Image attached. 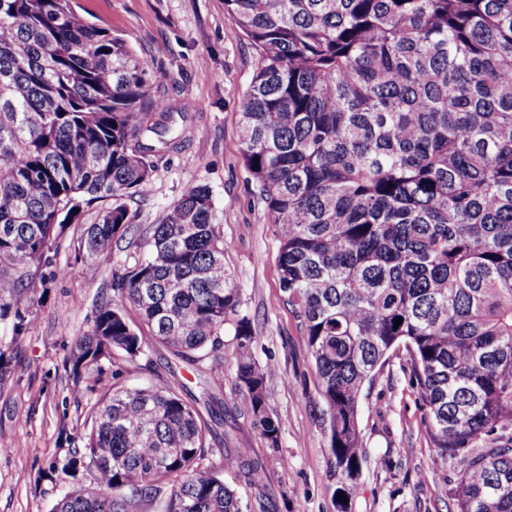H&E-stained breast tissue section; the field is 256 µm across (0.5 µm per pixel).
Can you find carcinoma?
I'll use <instances>...</instances> for the list:
<instances>
[{"label": "carcinoma", "instance_id": "cac0c4a2", "mask_svg": "<svg viewBox=\"0 0 512 512\" xmlns=\"http://www.w3.org/2000/svg\"><path fill=\"white\" fill-rule=\"evenodd\" d=\"M258 58L240 143L279 229L280 287L301 318L340 480L361 469L363 389L402 347L422 424L462 468L457 512H512V0H224ZM166 113L146 62L75 0H0V323L19 348L39 304L31 268L100 201L145 196ZM137 248L120 257L113 244ZM84 272H111L75 342L76 387L113 361L91 425L55 456L54 512H253L224 473L258 487L240 450L223 472L197 399L164 380L122 387L121 362L169 357L208 374L224 412V337L235 384L270 447L269 367L211 191L188 189L146 232L123 205L84 228ZM138 314L129 319L128 308ZM402 319L395 326L396 319ZM90 474L84 485L79 474Z\"/></svg>", "mask_w": 512, "mask_h": 512}]
</instances>
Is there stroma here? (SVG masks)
I'll list each match as a JSON object with an SVG mask.
<instances>
[{
  "instance_id": "obj_1",
  "label": "stroma",
  "mask_w": 512,
  "mask_h": 512,
  "mask_svg": "<svg viewBox=\"0 0 512 512\" xmlns=\"http://www.w3.org/2000/svg\"><path fill=\"white\" fill-rule=\"evenodd\" d=\"M85 16L120 35L148 65L170 114L180 146L161 151L152 188L126 197L131 223H160L189 188L204 184L213 195L225 260L242 290L257 336L253 356L273 365L266 384L270 410L281 422L278 448H270L246 420L247 403L224 374L229 401L224 421L213 424L210 465L222 467L224 451L249 449L266 477L259 487L231 480L242 499H263L267 512H338L340 486L326 428L320 381L304 326L279 285V240L239 144L240 105L256 53L224 9V0H79ZM97 209L67 228L53 266L34 270L43 298L15 360L13 382L0 385V436L18 441L21 453L0 454V512H52L63 487L38 473L65 445L66 435L89 428L100 390L120 382L145 388L164 379L201 397L203 380L183 368L169 370L157 351L145 370L128 363L120 379L104 373L93 387L73 389L66 360L77 337L91 328V308L108 288L111 273L95 279L81 272L84 225ZM421 402L410 382L405 351L394 352L361 400L360 429L368 452L348 512H455L450 497L456 463L441 464L421 421Z\"/></svg>"
}]
</instances>
